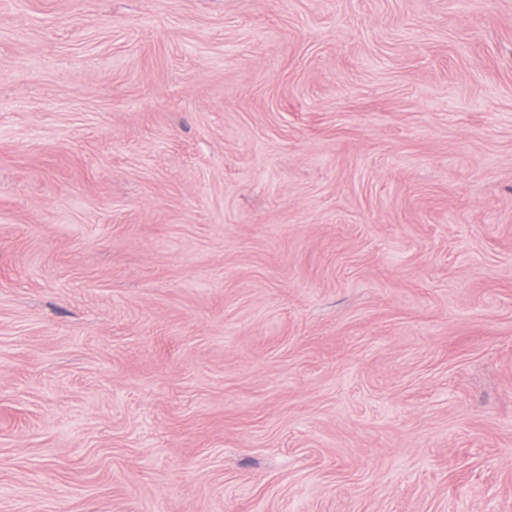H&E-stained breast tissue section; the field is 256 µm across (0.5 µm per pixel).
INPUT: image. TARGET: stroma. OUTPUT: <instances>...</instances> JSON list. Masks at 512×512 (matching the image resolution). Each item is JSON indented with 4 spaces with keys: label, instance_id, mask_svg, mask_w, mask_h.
<instances>
[{
    "label": "stroma",
    "instance_id": "obj_1",
    "mask_svg": "<svg viewBox=\"0 0 512 512\" xmlns=\"http://www.w3.org/2000/svg\"><path fill=\"white\" fill-rule=\"evenodd\" d=\"M0 512H512V0H0Z\"/></svg>",
    "mask_w": 512,
    "mask_h": 512
}]
</instances>
